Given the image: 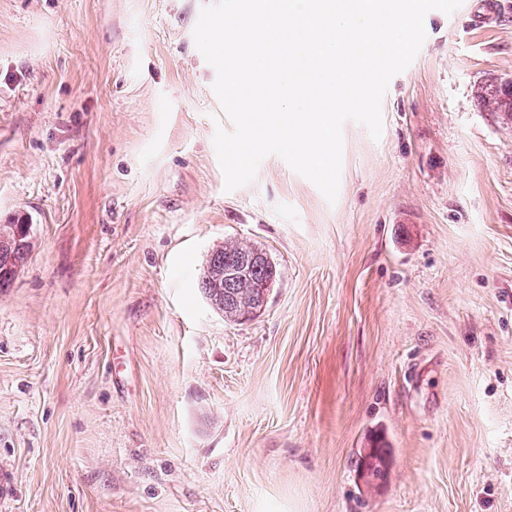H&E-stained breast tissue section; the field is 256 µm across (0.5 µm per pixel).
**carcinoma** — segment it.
<instances>
[{
	"mask_svg": "<svg viewBox=\"0 0 512 512\" xmlns=\"http://www.w3.org/2000/svg\"><path fill=\"white\" fill-rule=\"evenodd\" d=\"M485 102L495 109L512 112V82L494 85L485 90ZM31 225L19 219L10 224H0V288L12 282L20 273L29 254L31 245ZM246 251L257 254L248 272L251 286L255 295H261L263 288L277 281L276 265L267 254L246 243H226L213 251L206 260L199 288L206 298L218 310L224 312V317L241 320L235 303L230 301L231 289L224 287V264L240 257V252ZM359 461L365 463L363 473L375 479H383L387 474L388 457L382 446L361 448L358 451Z\"/></svg>",
	"mask_w": 512,
	"mask_h": 512,
	"instance_id": "obj_1",
	"label": "carcinoma"
}]
</instances>
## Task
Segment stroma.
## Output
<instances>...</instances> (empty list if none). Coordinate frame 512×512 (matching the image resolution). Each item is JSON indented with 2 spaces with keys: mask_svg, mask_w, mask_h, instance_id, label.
I'll return each mask as SVG.
<instances>
[{
  "mask_svg": "<svg viewBox=\"0 0 512 512\" xmlns=\"http://www.w3.org/2000/svg\"><path fill=\"white\" fill-rule=\"evenodd\" d=\"M205 2L0 0V512H512V5L426 15L331 203L275 155L225 191ZM231 240L279 271L241 323ZM485 102L488 106L512 112V82H505L500 85L490 86L485 90ZM18 219L0 224V288L12 282L20 273L29 254L31 224ZM239 251H246L250 254H258L259 256L251 257L249 260L246 257L234 267L224 268V264H227L228 260H234L235 257H242ZM254 262L248 272L252 290L257 297H260L263 290L266 292L262 295L260 300H252L245 298H239V304L244 309L243 313H240L235 303L230 301L229 292L236 289L235 282L244 279L242 275V268L248 263ZM224 278V279H223ZM278 271L276 265L268 258L267 254L258 248L246 244V243H225L219 249L213 251L209 258L206 260L203 276L199 282V288L206 296V298L215 306L218 310L224 312V317L233 320H242L243 314L251 316V312L255 309L261 308L263 310L268 302L269 292L268 285H272L277 281ZM224 285L226 288H224ZM266 287V288H263ZM377 448H360L358 451L359 455V466L358 471L366 474L368 477L374 479H383L387 474L388 469V457L387 451L383 446H373ZM365 461V468L361 469L362 462Z\"/></svg>",
  "mask_w": 512,
  "mask_h": 512,
  "instance_id": "stroma-1",
  "label": "stroma"
}]
</instances>
